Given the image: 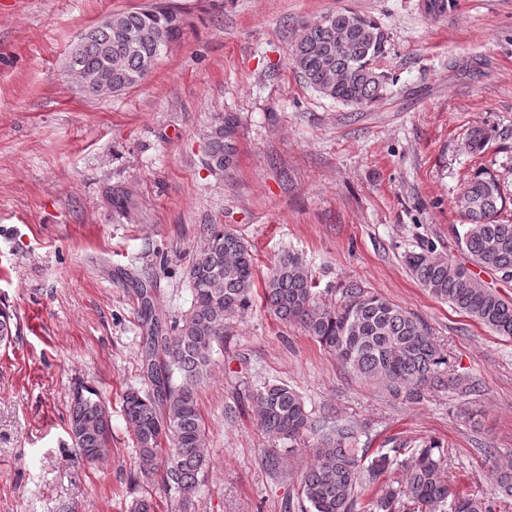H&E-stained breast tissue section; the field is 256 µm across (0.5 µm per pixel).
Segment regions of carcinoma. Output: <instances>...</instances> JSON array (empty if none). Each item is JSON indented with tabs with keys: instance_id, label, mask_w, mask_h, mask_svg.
Here are the masks:
<instances>
[{
	"instance_id": "1",
	"label": "carcinoma",
	"mask_w": 512,
	"mask_h": 512,
	"mask_svg": "<svg viewBox=\"0 0 512 512\" xmlns=\"http://www.w3.org/2000/svg\"><path fill=\"white\" fill-rule=\"evenodd\" d=\"M454 0H428L426 13L439 19ZM182 17L170 8L114 13L90 28L89 36L72 45L67 69L84 85L102 69L112 71V93L118 95L143 81L162 51L177 39ZM389 35L375 20L349 9L327 20L302 25L291 47L295 69L321 95L359 106L383 96L387 75L378 63L389 54ZM237 117L217 116L210 127L206 165L220 171L232 167ZM490 141L486 129L471 128L463 142L470 154ZM464 219L456 233L458 247L472 265L504 280L512 279V221L500 214L506 195L500 180L477 172L456 201ZM404 263L430 295L468 315L497 336L512 338V301L485 285L464 264L435 253L432 247L409 251ZM193 303L173 335L148 337L145 349L150 389H129L122 411L131 427L139 466L145 475L160 473L162 492L191 512L210 468L198 389L208 376L215 347L224 345L226 321L252 306L254 262L248 243L233 229L212 224L203 245L184 272ZM263 303L285 322L299 323L357 376L384 383L389 395L416 403L429 391L448 390L464 396L479 385L451 369L448 352L437 343L428 324L400 305L356 282L336 289V302L322 305L311 275L293 252L280 256L265 278ZM15 315L0 306V345L13 338ZM258 422L276 440H296L309 431L321 434L313 462L300 474L298 512H493L484 499L452 493L448 451L437 439L415 444L391 439L393 453L367 456L358 447L359 432L347 425L326 428L312 419L303 397L286 383H266L257 390ZM69 437L83 458L96 464L108 456L112 415L100 392L77 389L70 407ZM168 443L159 460L162 442ZM414 447L407 459L403 448ZM495 490L512 497V462L492 474Z\"/></svg>"
}]
</instances>
